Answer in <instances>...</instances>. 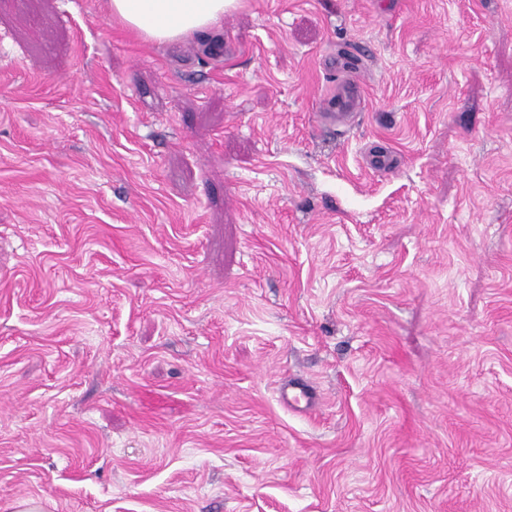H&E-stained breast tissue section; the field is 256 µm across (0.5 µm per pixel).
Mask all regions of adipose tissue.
Masks as SVG:
<instances>
[{"mask_svg":"<svg viewBox=\"0 0 512 512\" xmlns=\"http://www.w3.org/2000/svg\"><path fill=\"white\" fill-rule=\"evenodd\" d=\"M235 0H109L115 21L138 38L168 44L213 38Z\"/></svg>","mask_w":512,"mask_h":512,"instance_id":"obj_1","label":"adipose tissue"}]
</instances>
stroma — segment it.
<instances>
[{"instance_id":"obj_1","label":"stroma","mask_w":512,"mask_h":512,"mask_svg":"<svg viewBox=\"0 0 512 512\" xmlns=\"http://www.w3.org/2000/svg\"><path fill=\"white\" fill-rule=\"evenodd\" d=\"M223 27L0 0V512H512V0ZM362 100L361 86L358 82L336 80L334 92L322 100L319 112L321 122L330 129L351 125ZM282 401L289 407L305 404L306 406L312 401V392L310 388L301 381H291L284 384L279 389Z\"/></svg>"}]
</instances>
